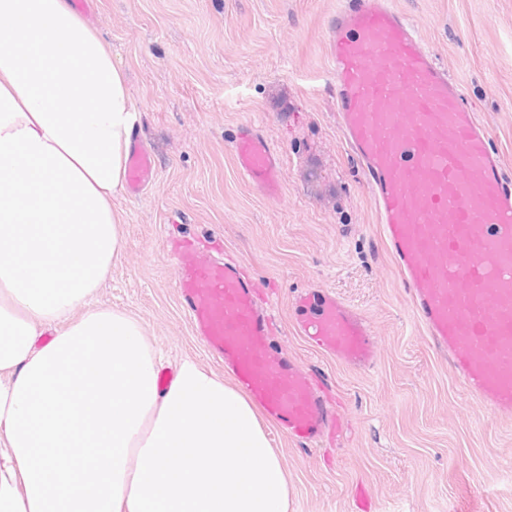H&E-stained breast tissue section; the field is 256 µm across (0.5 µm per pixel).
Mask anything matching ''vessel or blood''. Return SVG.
<instances>
[{
  "label": "vessel or blood",
  "mask_w": 512,
  "mask_h": 512,
  "mask_svg": "<svg viewBox=\"0 0 512 512\" xmlns=\"http://www.w3.org/2000/svg\"><path fill=\"white\" fill-rule=\"evenodd\" d=\"M329 29L338 125L412 311L469 392L512 418V177L460 85L390 0H344ZM234 155L249 184L278 193L280 159L253 123L240 126ZM154 176L148 151L131 146L129 195ZM171 253L180 305L207 354L282 433L303 445L319 439L335 425V408L272 345L256 283L191 242ZM296 304L314 309L295 325L309 347L372 365V330L335 295L308 288Z\"/></svg>",
  "instance_id": "1"
}]
</instances>
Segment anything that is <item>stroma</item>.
I'll return each mask as SVG.
<instances>
[{
  "instance_id": "stroma-1",
  "label": "stroma",
  "mask_w": 512,
  "mask_h": 512,
  "mask_svg": "<svg viewBox=\"0 0 512 512\" xmlns=\"http://www.w3.org/2000/svg\"><path fill=\"white\" fill-rule=\"evenodd\" d=\"M462 86L512 174V0H392ZM340 0H92L84 17L125 72L155 178L120 194L124 247L99 303L124 309L170 361L211 362L183 317L168 240L222 247L271 304L274 344L325 376L335 429L272 432L289 512H512V422L470 398L414 317L326 91ZM282 165L277 198L238 172L242 123ZM323 288L375 334L369 368L309 349L292 302Z\"/></svg>"
}]
</instances>
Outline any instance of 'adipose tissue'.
I'll return each instance as SVG.
<instances>
[{
    "label": "adipose tissue",
    "mask_w": 512,
    "mask_h": 512,
    "mask_svg": "<svg viewBox=\"0 0 512 512\" xmlns=\"http://www.w3.org/2000/svg\"><path fill=\"white\" fill-rule=\"evenodd\" d=\"M136 121L67 0H0V512H288L255 404L191 359L159 388L140 321L94 302Z\"/></svg>",
    "instance_id": "ef3b65f1"
}]
</instances>
